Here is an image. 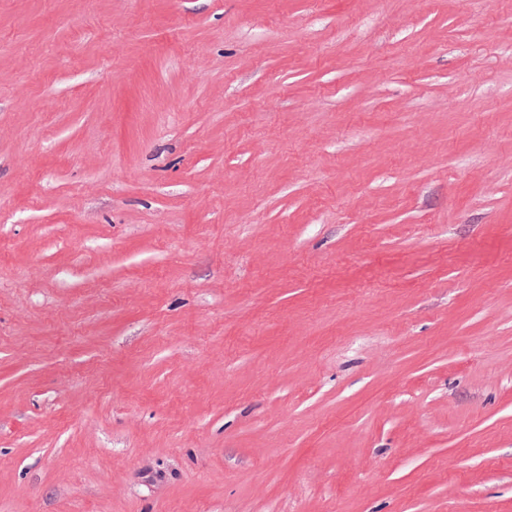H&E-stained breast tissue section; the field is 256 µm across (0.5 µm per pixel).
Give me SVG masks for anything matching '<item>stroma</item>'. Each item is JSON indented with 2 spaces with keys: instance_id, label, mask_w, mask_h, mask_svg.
<instances>
[{
  "instance_id": "1",
  "label": "stroma",
  "mask_w": 512,
  "mask_h": 512,
  "mask_svg": "<svg viewBox=\"0 0 512 512\" xmlns=\"http://www.w3.org/2000/svg\"><path fill=\"white\" fill-rule=\"evenodd\" d=\"M0 512H512V0H0Z\"/></svg>"
}]
</instances>
